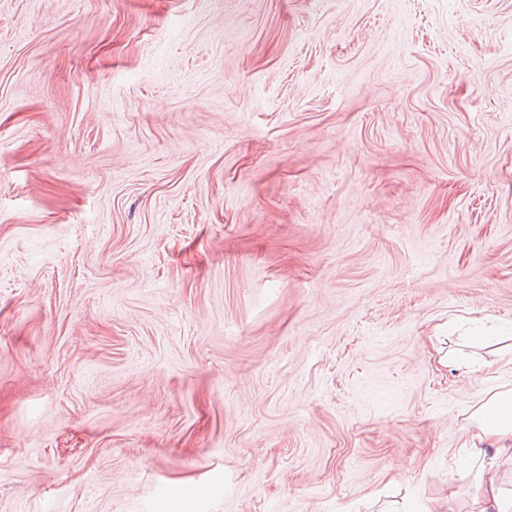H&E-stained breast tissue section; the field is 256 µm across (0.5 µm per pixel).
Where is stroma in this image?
Listing matches in <instances>:
<instances>
[{"mask_svg":"<svg viewBox=\"0 0 512 512\" xmlns=\"http://www.w3.org/2000/svg\"><path fill=\"white\" fill-rule=\"evenodd\" d=\"M477 321L512 0H0V512H467Z\"/></svg>","mask_w":512,"mask_h":512,"instance_id":"35a3bbf8","label":"stroma"}]
</instances>
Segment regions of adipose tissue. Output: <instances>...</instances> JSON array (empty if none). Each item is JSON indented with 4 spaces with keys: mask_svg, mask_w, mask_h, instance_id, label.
I'll list each match as a JSON object with an SVG mask.
<instances>
[{
    "mask_svg": "<svg viewBox=\"0 0 512 512\" xmlns=\"http://www.w3.org/2000/svg\"><path fill=\"white\" fill-rule=\"evenodd\" d=\"M476 423L461 447L450 449L475 470L476 494L470 512H512L502 487V468L512 466V389L492 394L473 413Z\"/></svg>",
    "mask_w": 512,
    "mask_h": 512,
    "instance_id": "ef3b65f1",
    "label": "adipose tissue"
}]
</instances>
